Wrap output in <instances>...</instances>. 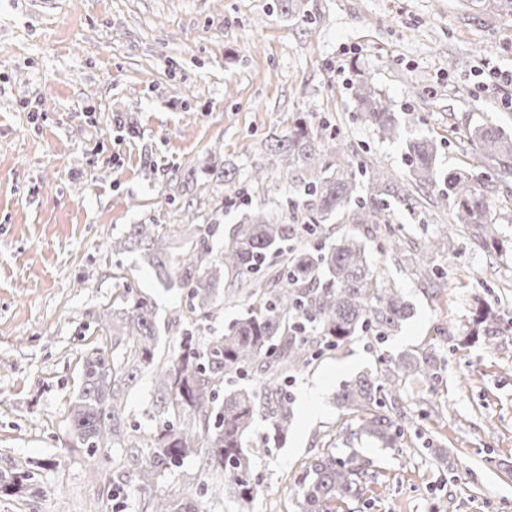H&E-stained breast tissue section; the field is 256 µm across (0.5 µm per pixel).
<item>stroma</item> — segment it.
Listing matches in <instances>:
<instances>
[{"label": "stroma", "instance_id": "35a3bbf8", "mask_svg": "<svg viewBox=\"0 0 512 512\" xmlns=\"http://www.w3.org/2000/svg\"><path fill=\"white\" fill-rule=\"evenodd\" d=\"M306 15L276 0H0V473L28 481L0 491V512H140L104 496L112 462L66 445L68 410L98 316L130 286L151 297L160 322L186 303L158 284L135 252L112 243L131 224L217 222L215 245L243 213L291 218L302 171L272 167L264 143L300 119L340 129L345 156L408 176L407 139L437 144L438 198L452 172L478 175L495 203L503 250L468 228L436 256L429 282L414 255L451 222L438 203L392 206L400 250L350 224L323 225L333 240L357 236L370 261L401 288L410 317L380 342L369 335L294 374V412L323 385L322 412L262 448L261 487L250 512H297L306 465L327 446L374 460L377 477L336 512H512V332L495 350L464 343L478 302L512 322V179L477 165L460 144L485 122L512 135V84L481 86L490 69L512 71V15L487 26L471 0H305ZM364 73L392 104L403 140L364 122L351 79ZM427 98L414 104L412 89ZM269 167L250 182L254 163ZM236 166V198L222 172ZM435 349L438 379L406 385L408 429L394 448L348 437L357 423L334 404L339 386L377 373L403 353ZM447 448V463L432 449Z\"/></svg>", "mask_w": 512, "mask_h": 512}]
</instances>
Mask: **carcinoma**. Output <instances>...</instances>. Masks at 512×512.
Returning <instances> with one entry per match:
<instances>
[{
	"instance_id": "1",
	"label": "carcinoma",
	"mask_w": 512,
	"mask_h": 512,
	"mask_svg": "<svg viewBox=\"0 0 512 512\" xmlns=\"http://www.w3.org/2000/svg\"><path fill=\"white\" fill-rule=\"evenodd\" d=\"M487 25L511 9L512 0H478ZM361 117L387 140L403 137V127L391 106L359 77L352 84ZM337 132L313 133L299 121L265 143L287 169L306 170L311 177L296 185L297 216L307 231L321 224L384 225L392 250L398 238L389 228L392 198L413 210L421 205L413 190L435 181L436 144L427 137L409 141L408 183L388 180L373 168L322 165L323 142L343 150ZM476 159L492 165L503 178L512 175V136L493 123L472 134ZM440 200L449 202L457 224L475 231V238H492L493 204L468 173L448 175ZM299 229L269 210L246 213L224 246L212 245L215 224H190L167 234L158 224H131L112 249L142 253L158 282L185 291L187 306L171 322L179 336L160 351L155 306L133 288H124L100 316L111 346L90 349L83 357L79 383L68 416L67 439L97 459L113 449L122 468L112 480L111 495L144 498L145 512H205V486L194 482L169 492L158 481L183 460L195 456L203 473L224 485V494L249 505L260 492L256 462L250 453L254 424L265 423V442L286 439L294 420V399L281 375L301 372L326 351H335L356 336L372 331L383 341L410 315L401 289L386 282L370 261L363 243L345 235L335 242L303 247L295 244ZM281 258L279 271L258 277L267 257ZM245 293V311L219 336H207L208 322L221 300ZM504 328L485 308L473 319L470 332L493 346ZM249 373L258 386L237 387ZM147 376L153 386L150 424L132 425L126 396ZM437 379V356L400 357L378 375L360 374L336 392V408L356 418L357 434L388 441L403 434L398 419L383 411L402 399L414 377ZM376 476L374 462L355 452L339 456L318 453L299 483V512H336V503L359 494L362 479Z\"/></svg>"
}]
</instances>
